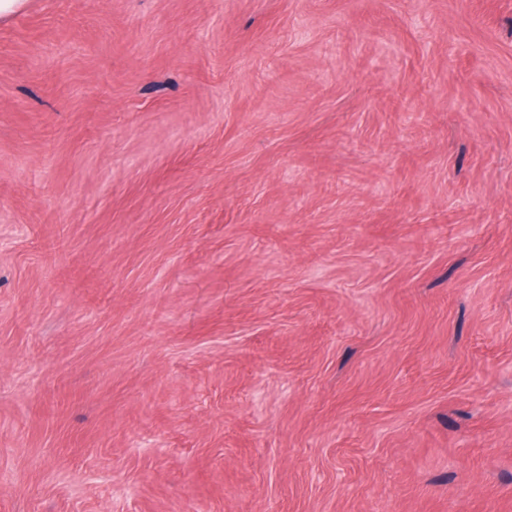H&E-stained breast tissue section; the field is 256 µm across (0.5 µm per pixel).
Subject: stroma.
Listing matches in <instances>:
<instances>
[{
	"label": "stroma",
	"mask_w": 512,
	"mask_h": 512,
	"mask_svg": "<svg viewBox=\"0 0 512 512\" xmlns=\"http://www.w3.org/2000/svg\"><path fill=\"white\" fill-rule=\"evenodd\" d=\"M0 512H512V0L0 21Z\"/></svg>",
	"instance_id": "35a3bbf8"
}]
</instances>
